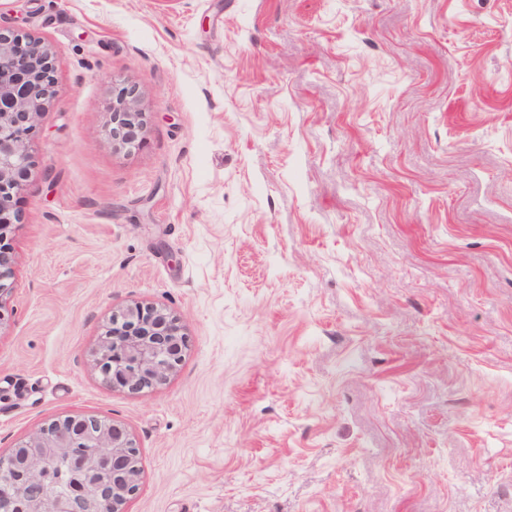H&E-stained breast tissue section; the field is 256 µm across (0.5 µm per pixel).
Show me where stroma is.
Segmentation results:
<instances>
[{"label":"stroma","mask_w":512,"mask_h":512,"mask_svg":"<svg viewBox=\"0 0 512 512\" xmlns=\"http://www.w3.org/2000/svg\"><path fill=\"white\" fill-rule=\"evenodd\" d=\"M59 50L8 235L0 453L98 414L126 512H512V0H0ZM140 93L112 144V88ZM188 346L105 384L113 310ZM139 96L134 84L112 89V126L106 136L128 149L139 147L146 124L145 114L139 108Z\"/></svg>","instance_id":"1"}]
</instances>
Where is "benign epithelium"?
<instances>
[{
    "label": "benign epithelium",
    "mask_w": 512,
    "mask_h": 512,
    "mask_svg": "<svg viewBox=\"0 0 512 512\" xmlns=\"http://www.w3.org/2000/svg\"><path fill=\"white\" fill-rule=\"evenodd\" d=\"M58 50L23 29L0 25V239L19 220L16 197L32 166L30 143L55 94ZM144 113L134 84L112 89L106 136L135 149ZM187 339L154 305L112 313L94 364L103 380L139 392L163 384L182 362ZM140 453L129 432L94 414L54 418L0 455V512H125L140 488Z\"/></svg>",
    "instance_id": "1"
}]
</instances>
